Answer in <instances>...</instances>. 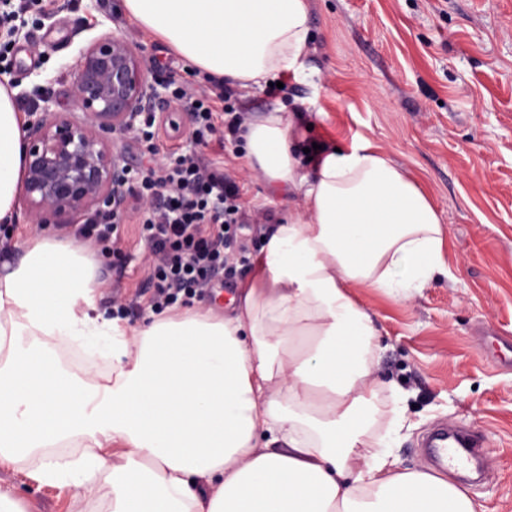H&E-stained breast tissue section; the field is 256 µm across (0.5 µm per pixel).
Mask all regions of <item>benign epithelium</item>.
<instances>
[{
  "instance_id": "obj_1",
  "label": "benign epithelium",
  "mask_w": 512,
  "mask_h": 512,
  "mask_svg": "<svg viewBox=\"0 0 512 512\" xmlns=\"http://www.w3.org/2000/svg\"><path fill=\"white\" fill-rule=\"evenodd\" d=\"M72 74L82 116L46 105L28 121L23 200L39 228L62 214L111 211L130 170L114 135L132 133L140 113L168 102L124 34L101 32L80 50Z\"/></svg>"
}]
</instances>
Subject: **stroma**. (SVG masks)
Masks as SVG:
<instances>
[{
  "mask_svg": "<svg viewBox=\"0 0 512 512\" xmlns=\"http://www.w3.org/2000/svg\"><path fill=\"white\" fill-rule=\"evenodd\" d=\"M24 28L0 50L21 112L41 88L59 112L74 111L71 69L82 39L102 29L141 47L149 80L220 93L158 37L122 10L121 0H21ZM311 74L285 91L236 88L248 115L295 98L316 111L308 143L357 134L407 171L438 209L448 274L398 305L362 289L386 350L380 372L410 391L395 454L400 468L426 470L420 443L442 423L482 437L485 479L468 486L482 512H512V0H312ZM243 182L248 213L278 219L298 199L273 190L241 150L205 149ZM135 212H127L123 253L106 254L98 306L132 299L146 278ZM33 462L0 466V489L28 512H68L69 493L39 485Z\"/></svg>",
  "mask_w": 512,
  "mask_h": 512,
  "instance_id": "stroma-1",
  "label": "stroma"
}]
</instances>
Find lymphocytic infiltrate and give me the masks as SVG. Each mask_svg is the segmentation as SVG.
<instances>
[{
	"label": "lymphocytic infiltrate",
	"instance_id": "obj_1",
	"mask_svg": "<svg viewBox=\"0 0 512 512\" xmlns=\"http://www.w3.org/2000/svg\"><path fill=\"white\" fill-rule=\"evenodd\" d=\"M172 100L187 112L192 123L193 147L187 151L160 153L155 139V111L144 113L137 137L160 162L130 170L133 211L139 214L138 231L148 255L145 259L149 299L154 312L180 301L203 297L216 278L233 276L245 254H233L232 245L245 224L242 188L217 162L202 154L211 140L226 143L237 137L245 120L232 91H225L223 126L206 94L177 87ZM123 213L113 210L100 221L77 225L76 241L107 251L121 241Z\"/></svg>",
	"mask_w": 512,
	"mask_h": 512
}]
</instances>
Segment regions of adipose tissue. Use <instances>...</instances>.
I'll return each mask as SVG.
<instances>
[{
  "mask_svg": "<svg viewBox=\"0 0 512 512\" xmlns=\"http://www.w3.org/2000/svg\"><path fill=\"white\" fill-rule=\"evenodd\" d=\"M220 84L306 77L311 0H122ZM302 210L264 232L231 313L173 306L137 328L98 314V262L42 234L0 266V464L35 460L68 512H477L446 476L399 469L406 391L355 291L403 305L447 275L441 217L369 140L305 154L273 111L241 134ZM0 82V223L25 165Z\"/></svg>",
  "mask_w": 512,
  "mask_h": 512,
  "instance_id": "1",
  "label": "adipose tissue"
}]
</instances>
